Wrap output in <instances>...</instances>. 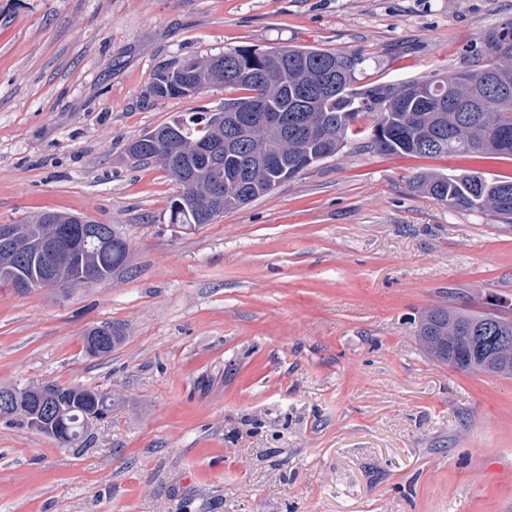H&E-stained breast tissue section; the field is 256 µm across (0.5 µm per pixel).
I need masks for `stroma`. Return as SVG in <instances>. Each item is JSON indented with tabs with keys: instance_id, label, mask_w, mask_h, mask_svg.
<instances>
[{
	"instance_id": "1",
	"label": "stroma",
	"mask_w": 512,
	"mask_h": 512,
	"mask_svg": "<svg viewBox=\"0 0 512 512\" xmlns=\"http://www.w3.org/2000/svg\"><path fill=\"white\" fill-rule=\"evenodd\" d=\"M512 0H0V224L43 211L114 227L130 263L67 292L0 288V385L112 396L82 449L0 425V512H512V378L417 338L437 307L512 315V225L410 187L422 171L512 178V160L344 148L213 223L127 144L216 84L155 74L229 48L363 56L359 86L472 65ZM124 342L93 357V326ZM108 330L111 331V335H109V334L102 335V336H109V337H108V339H105L106 346L100 352L95 351L88 344H85V349L89 355H91L93 357H98V356H104V355L110 354L113 349H115L118 345H120L123 342L125 336H123L122 330H120L118 327L112 326V324H103V325L95 326V327L90 328L87 332H92V333L105 332L106 333Z\"/></svg>"
}]
</instances>
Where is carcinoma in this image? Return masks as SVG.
Masks as SVG:
<instances>
[{
    "instance_id": "obj_1",
    "label": "carcinoma",
    "mask_w": 512,
    "mask_h": 512,
    "mask_svg": "<svg viewBox=\"0 0 512 512\" xmlns=\"http://www.w3.org/2000/svg\"><path fill=\"white\" fill-rule=\"evenodd\" d=\"M479 64L463 67L446 76L417 78L400 84L355 88L354 72L363 58L313 48H275L258 51L239 47L224 52V71L213 70L208 61L185 59L174 68L159 71L147 93L156 98L192 96L222 83L248 95L224 99L222 111L244 114L259 102L273 112L288 114V124L266 121L267 113L255 116L266 129L254 139L229 140L228 130L201 129L202 114L162 124L182 136L170 141L146 142L142 136L139 164L160 162L179 184L180 174L169 157H190L185 168L194 175L195 187L170 206V222L210 224L206 188L211 171L224 172V210L237 209L264 196L281 183L317 162L336 155L345 146L362 115L374 118L370 146L384 155L512 159V23L490 32L477 52ZM224 141L218 151L204 157L190 150L194 142ZM413 190L444 201L451 208L489 211L512 223V179L488 181L475 173L418 172ZM25 234L42 240L53 237V225L38 220L20 225ZM129 245L121 237L108 244L88 240L82 246L56 256L57 271L76 278L91 270L105 281L123 269ZM0 265L12 267L18 278L31 284L44 277L38 254L15 253L0 246ZM111 331L105 348L85 346L93 357L112 352L123 332L110 324L90 332ZM418 340L437 362L472 373L512 376V318L503 314L465 309L435 308L421 320ZM46 388L49 394L40 410V434L66 448H83L80 433L92 421L107 416L112 398L82 385L28 382L0 386L11 403L0 406V424L30 428L37 410L32 391Z\"/></svg>"
}]
</instances>
